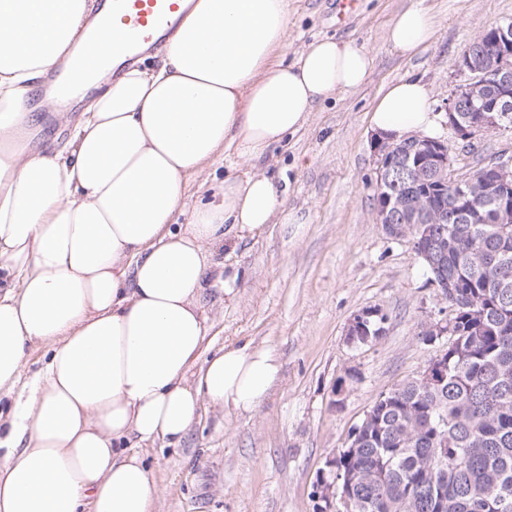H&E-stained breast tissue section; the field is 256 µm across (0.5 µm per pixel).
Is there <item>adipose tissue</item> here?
I'll return each mask as SVG.
<instances>
[{
  "mask_svg": "<svg viewBox=\"0 0 512 512\" xmlns=\"http://www.w3.org/2000/svg\"><path fill=\"white\" fill-rule=\"evenodd\" d=\"M94 9L0 0V512H155L157 478L134 446L179 447L201 401L249 413L267 398L274 349L203 356L202 300L213 246L262 234L285 192L263 173L229 174L192 207L186 188L226 157L260 159L373 68L364 46L331 37L286 60L289 0H186L157 54L117 78L100 71L79 114H52L65 142L46 140L28 96ZM433 34L412 6L387 40L413 56ZM440 121L415 75L371 115L398 139ZM35 347L45 364L27 380Z\"/></svg>",
  "mask_w": 512,
  "mask_h": 512,
  "instance_id": "ef3b65f1",
  "label": "adipose tissue"
}]
</instances>
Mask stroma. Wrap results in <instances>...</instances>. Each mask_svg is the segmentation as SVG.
Returning a JSON list of instances; mask_svg holds the SVG:
<instances>
[{"label": "stroma", "mask_w": 512, "mask_h": 512, "mask_svg": "<svg viewBox=\"0 0 512 512\" xmlns=\"http://www.w3.org/2000/svg\"><path fill=\"white\" fill-rule=\"evenodd\" d=\"M419 6L435 36L408 58L386 39L392 18ZM287 58L314 39L352 40L374 58L368 82L328 97L306 126L260 162L210 165L187 187L190 203L219 186L227 172L272 174L286 192L283 222L256 237L216 246L214 257L238 272L234 295L208 290L205 352L247 341L276 349L280 377L250 413L202 405L181 447L163 441L140 453L161 488L156 512H323L316 485L329 461L378 396L417 377L438 353L422 323L444 319L448 305L407 241L376 221L378 158L371 110L381 90L404 75L422 77L434 109L448 97L458 58L483 30L512 18V0H290ZM457 173L478 158L512 157V127L474 146L449 126ZM384 313L386 333L366 344L347 338L354 314Z\"/></svg>", "instance_id": "1"}]
</instances>
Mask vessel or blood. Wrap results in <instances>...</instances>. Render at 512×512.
I'll use <instances>...</instances> for the list:
<instances>
[{
	"label": "vessel or blood",
	"instance_id": "vessel-or-blood-1",
	"mask_svg": "<svg viewBox=\"0 0 512 512\" xmlns=\"http://www.w3.org/2000/svg\"><path fill=\"white\" fill-rule=\"evenodd\" d=\"M185 0H104L54 98L72 99L90 77L114 61L131 64L162 44L176 29Z\"/></svg>",
	"mask_w": 512,
	"mask_h": 512
}]
</instances>
